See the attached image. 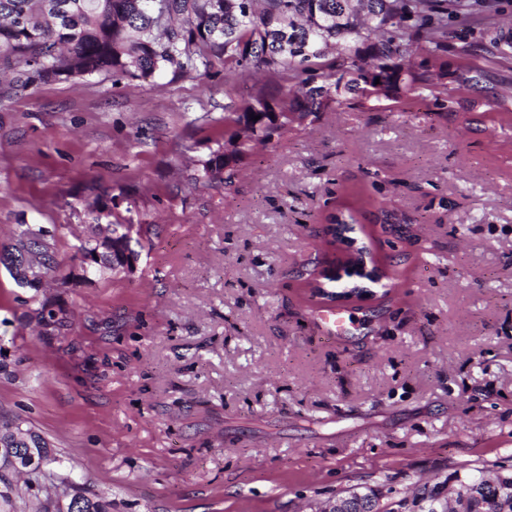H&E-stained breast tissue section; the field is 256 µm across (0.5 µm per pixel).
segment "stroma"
Wrapping results in <instances>:
<instances>
[{"label": "stroma", "mask_w": 512, "mask_h": 512, "mask_svg": "<svg viewBox=\"0 0 512 512\" xmlns=\"http://www.w3.org/2000/svg\"><path fill=\"white\" fill-rule=\"evenodd\" d=\"M480 39L448 26L480 88L349 96L205 186L225 112L276 93L272 70L0 77V245L55 232L69 275L35 290L0 266V423L112 512H327L353 490L413 512L455 475L511 474L512 60ZM347 211L383 277L332 335L312 291L355 280L325 221ZM116 223L149 227L132 271L84 279L87 225ZM36 298L68 308L60 334Z\"/></svg>", "instance_id": "obj_1"}]
</instances>
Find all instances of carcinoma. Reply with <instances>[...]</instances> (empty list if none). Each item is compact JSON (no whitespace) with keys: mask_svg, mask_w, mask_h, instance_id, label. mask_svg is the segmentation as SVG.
Returning a JSON list of instances; mask_svg holds the SVG:
<instances>
[{"mask_svg":"<svg viewBox=\"0 0 512 512\" xmlns=\"http://www.w3.org/2000/svg\"><path fill=\"white\" fill-rule=\"evenodd\" d=\"M231 0H159L148 12L143 0H0V70L14 73L27 87L107 71L130 79L153 78L165 72L190 75L199 66L224 63V72L249 65L274 70L282 85L278 95L259 92L232 112L224 113L229 155L223 149L201 163L202 178L241 165L256 144L288 125L319 112L327 102L340 107L347 95L367 92L360 52L376 62L375 77L393 97L417 98L445 86L452 46L448 22H475L484 28L485 49L502 59L512 57V29L499 26L501 0H243L233 13ZM427 58L416 64L415 54ZM336 53V61L324 62ZM457 84L474 87L480 71L456 66ZM256 115L254 121L250 115ZM99 248L97 225L81 241L82 271H120L134 254L124 224H114ZM34 250L49 276L60 285L55 235L29 224L19 225L14 243L0 252V263L22 265ZM34 309L45 334L67 326L64 309L36 298ZM0 432V448H35L38 461L24 473L25 494L39 501L36 512H110L102 496H87L69 480L64 461L48 440L25 421L13 420ZM56 496L39 499L47 486ZM512 475L489 481L471 473L459 482V512H512V498L500 493ZM19 492L12 480H0V512H18Z\"/></svg>","mask_w":512,"mask_h":512,"instance_id":"1","label":"carcinoma"}]
</instances>
